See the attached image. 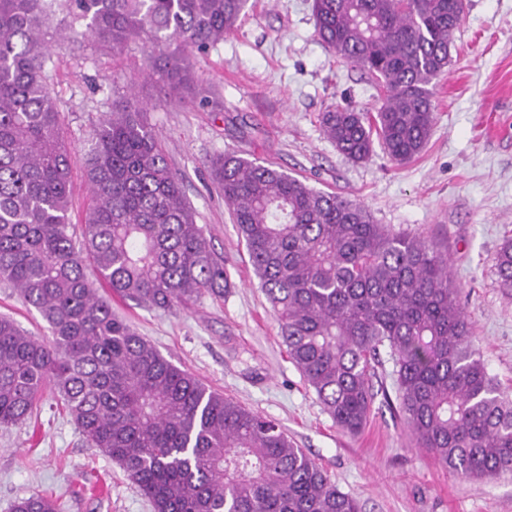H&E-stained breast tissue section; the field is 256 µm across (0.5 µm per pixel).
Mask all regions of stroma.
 <instances>
[{
  "label": "stroma",
  "mask_w": 512,
  "mask_h": 512,
  "mask_svg": "<svg viewBox=\"0 0 512 512\" xmlns=\"http://www.w3.org/2000/svg\"><path fill=\"white\" fill-rule=\"evenodd\" d=\"M464 3L452 62L431 84V137L405 163L380 150L352 161L324 135L323 112L373 110L381 91L319 40L311 0H249L236 28L193 56L202 103L169 98L149 81L137 89L196 223L224 259L228 286L223 298L205 295L168 310L115 296L113 311L172 364L281 424L362 512H512V476L472 481L452 473L411 447L401 417L379 402L359 436L336 426L288 359L207 165L236 153L361 203L376 223L447 250L487 370L512 392V291L500 287L495 265L503 239L512 237V0ZM48 25L68 32L52 49L47 75L71 156L77 225L90 199L85 161L100 115L126 96L128 77L148 70L150 59L143 41L113 51L85 37L86 20L62 6ZM0 315L31 335H49L41 316L3 282ZM43 493L60 498L63 512H153L48 394L23 424L0 428V512Z\"/></svg>",
  "instance_id": "1"
}]
</instances>
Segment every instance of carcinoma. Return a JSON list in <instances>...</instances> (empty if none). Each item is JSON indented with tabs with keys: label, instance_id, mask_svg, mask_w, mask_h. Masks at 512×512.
<instances>
[{
	"label": "carcinoma",
	"instance_id": "carcinoma-1",
	"mask_svg": "<svg viewBox=\"0 0 512 512\" xmlns=\"http://www.w3.org/2000/svg\"><path fill=\"white\" fill-rule=\"evenodd\" d=\"M98 43L146 38L149 79L195 103L190 55L224 39L248 0H73ZM55 0H0V278L51 340L0 315V428L25 421L51 389L92 448L118 464L154 512H361L358 501L275 421L206 387L112 311V293L169 309L224 297V259L130 96L102 115L87 160L84 230L71 220L70 158L47 84ZM320 40L382 89L374 111L336 108L322 127L353 161L379 143L393 160L423 151L429 85L448 67L463 0H312ZM210 168L275 312L288 359L336 426L359 434L391 361L397 412L414 447L463 478L512 474V397L475 345L448 255L396 233L361 204L232 153ZM512 288V237L496 257ZM44 494L13 512H61Z\"/></svg>",
	"mask_w": 512,
	"mask_h": 512
}]
</instances>
